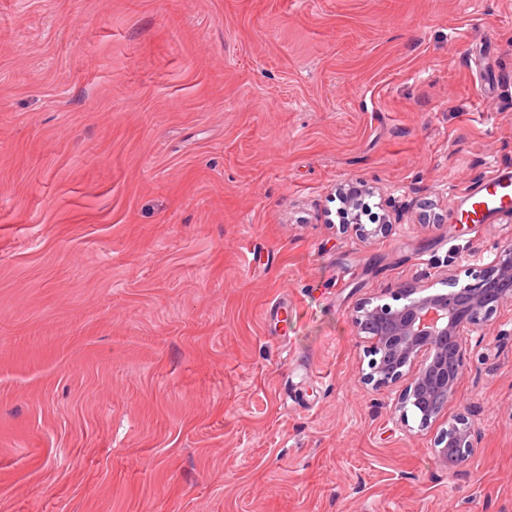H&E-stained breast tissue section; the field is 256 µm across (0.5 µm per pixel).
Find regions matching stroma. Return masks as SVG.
<instances>
[{
  "label": "stroma",
  "mask_w": 512,
  "mask_h": 512,
  "mask_svg": "<svg viewBox=\"0 0 512 512\" xmlns=\"http://www.w3.org/2000/svg\"><path fill=\"white\" fill-rule=\"evenodd\" d=\"M494 164L512 0H0V512H512V304L455 472L352 324L512 245L457 209ZM336 190L344 201L343 219L339 224L344 232L354 231L363 242H371L396 226L391 224L389 216L383 218V224H362L364 199L374 195L375 187L361 181L345 180Z\"/></svg>",
  "instance_id": "stroma-1"
}]
</instances>
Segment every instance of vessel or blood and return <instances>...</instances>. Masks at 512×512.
<instances>
[{
	"mask_svg": "<svg viewBox=\"0 0 512 512\" xmlns=\"http://www.w3.org/2000/svg\"><path fill=\"white\" fill-rule=\"evenodd\" d=\"M461 212L472 223L484 224L512 211V173L497 168L482 182L460 196Z\"/></svg>",
	"mask_w": 512,
	"mask_h": 512,
	"instance_id": "vessel-or-blood-1",
	"label": "vessel or blood"
}]
</instances>
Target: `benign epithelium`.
I'll list each match as a JSON object with an SVG mask.
<instances>
[{"label": "benign epithelium", "mask_w": 512, "mask_h": 512, "mask_svg": "<svg viewBox=\"0 0 512 512\" xmlns=\"http://www.w3.org/2000/svg\"><path fill=\"white\" fill-rule=\"evenodd\" d=\"M337 191L344 201L339 224L343 231L355 232L364 242L392 231L387 216L381 224L362 223L364 199L374 195L375 187L345 180ZM470 278L458 288L456 278L448 274L451 290L447 292H432L421 284L401 286V296L407 300L403 306L367 300L353 311L355 334L372 354L361 379L377 390L404 382L394 412L406 428L411 415L421 427L439 421L465 375L468 341L483 334L500 306L512 302V246L497 251ZM479 441L473 422L459 413L441 429L433 448L435 458L455 471L474 454Z\"/></svg>", "instance_id": "7a95c632"}]
</instances>
